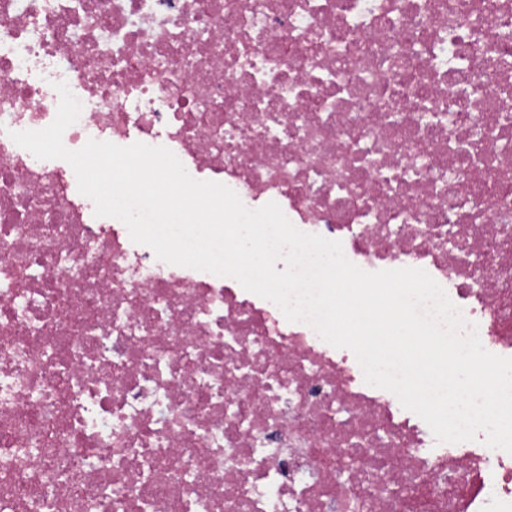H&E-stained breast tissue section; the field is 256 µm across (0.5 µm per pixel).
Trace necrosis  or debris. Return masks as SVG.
Wrapping results in <instances>:
<instances>
[{"instance_id":"4bbe7bcc","label":"necrosis or debris","mask_w":512,"mask_h":512,"mask_svg":"<svg viewBox=\"0 0 512 512\" xmlns=\"http://www.w3.org/2000/svg\"><path fill=\"white\" fill-rule=\"evenodd\" d=\"M169 148L512 357V0H0V512H512L355 355L99 219L41 130Z\"/></svg>"}]
</instances>
